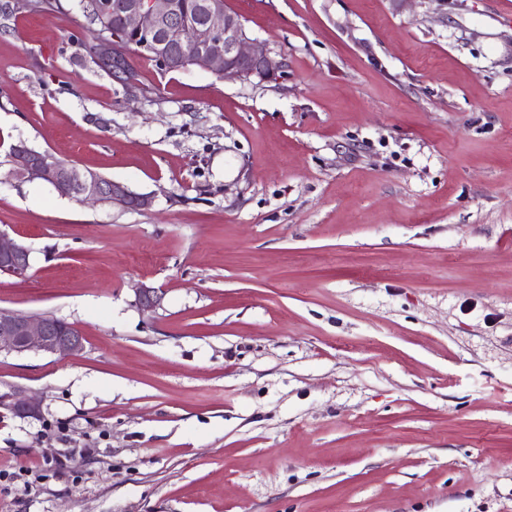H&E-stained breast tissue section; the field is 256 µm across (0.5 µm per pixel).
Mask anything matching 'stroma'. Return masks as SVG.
Listing matches in <instances>:
<instances>
[{"mask_svg":"<svg viewBox=\"0 0 512 512\" xmlns=\"http://www.w3.org/2000/svg\"><path fill=\"white\" fill-rule=\"evenodd\" d=\"M0 0V512H512V6L224 0L264 83L85 48L79 0ZM26 141L152 196L18 180ZM163 289L161 308L135 301ZM70 451L67 469L56 461ZM30 266V249L0 232V272L24 277ZM83 346V333L72 323L0 307V351L66 356L80 352ZM0 408H5L13 414L23 416H36L40 409L39 404L28 398H20L17 394H4L0 395Z\"/></svg>","mask_w":512,"mask_h":512,"instance_id":"1","label":"stroma"}]
</instances>
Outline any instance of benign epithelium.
<instances>
[{
    "label": "benign epithelium",
    "instance_id": "benign-epithelium-1",
    "mask_svg": "<svg viewBox=\"0 0 512 512\" xmlns=\"http://www.w3.org/2000/svg\"><path fill=\"white\" fill-rule=\"evenodd\" d=\"M103 20L97 41L98 60L107 57L112 43L126 41L125 51L155 59L166 71L180 69L185 59L169 54L172 47L190 49L200 57L201 67L224 76L226 81L269 82L283 68L282 60L251 39L241 17L224 7V0H203L202 18L181 13L177 0H92ZM11 170L20 178L39 179L59 194L86 203L112 200L135 209H146L152 199L136 194L112 179L101 182L97 175L74 164H61L19 141L9 157ZM30 249L0 232V272L25 276L30 268ZM141 307L154 310L164 293L142 285L136 289ZM84 346L82 331L72 323L49 316L28 315L0 307V349L17 354L73 355ZM0 408L14 414L36 416L39 404L16 394L0 395Z\"/></svg>",
    "mask_w": 512,
    "mask_h": 512
}]
</instances>
